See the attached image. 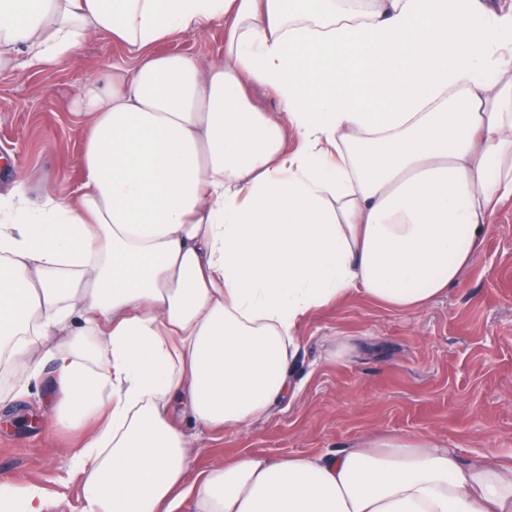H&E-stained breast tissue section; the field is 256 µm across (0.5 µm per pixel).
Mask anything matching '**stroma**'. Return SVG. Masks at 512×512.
<instances>
[{
  "label": "stroma",
  "mask_w": 512,
  "mask_h": 512,
  "mask_svg": "<svg viewBox=\"0 0 512 512\" xmlns=\"http://www.w3.org/2000/svg\"><path fill=\"white\" fill-rule=\"evenodd\" d=\"M200 67L224 56V26L158 44ZM128 47L88 35L50 67L17 63L0 71V197L39 208L45 194L73 196L83 182V132L71 112L83 87L128 60ZM297 336L300 389L240 432H188V469L197 475L224 457H272L349 448L372 433H419L481 462L512 449V205L495 216L482 247L447 295L415 312L396 313L360 294L305 317ZM352 338L353 355L330 357ZM82 432L56 424L39 398L19 394L0 374V480L37 483L82 512L71 469Z\"/></svg>",
  "instance_id": "obj_1"
}]
</instances>
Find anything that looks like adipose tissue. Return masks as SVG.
I'll return each instance as SVG.
<instances>
[{
    "instance_id": "1",
    "label": "adipose tissue",
    "mask_w": 512,
    "mask_h": 512,
    "mask_svg": "<svg viewBox=\"0 0 512 512\" xmlns=\"http://www.w3.org/2000/svg\"><path fill=\"white\" fill-rule=\"evenodd\" d=\"M224 23L200 68L158 43ZM132 55L72 118L85 181L0 208V361H51L88 432L83 512H512V450L469 465L421 434L225 458L188 477L184 425L240 431L295 395L296 329L359 293H447L512 201V10L487 0H0L43 67L82 38ZM279 103L257 111L247 89ZM0 483V512H56Z\"/></svg>"
}]
</instances>
